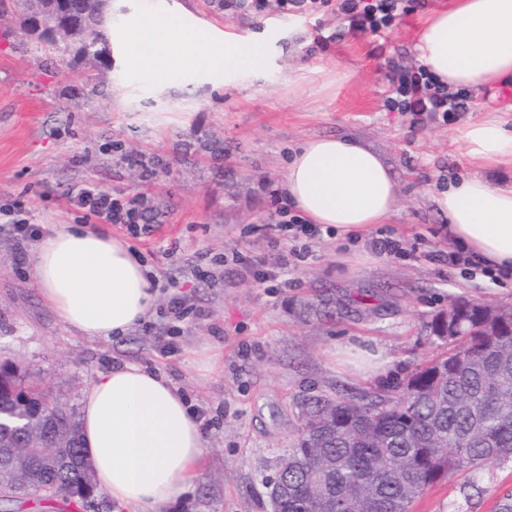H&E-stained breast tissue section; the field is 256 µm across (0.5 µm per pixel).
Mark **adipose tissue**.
Instances as JSON below:
<instances>
[{"instance_id":"1","label":"adipose tissue","mask_w":512,"mask_h":512,"mask_svg":"<svg viewBox=\"0 0 512 512\" xmlns=\"http://www.w3.org/2000/svg\"><path fill=\"white\" fill-rule=\"evenodd\" d=\"M125 67L149 72L159 85L188 72L247 74L266 60L263 46L217 40L178 16L145 11L115 31ZM421 62L448 86L482 88L512 78V0H457L435 13L416 44ZM463 156L481 165L434 201L462 251L492 273H512V184L487 173L512 169V130L497 118L457 129ZM285 191L309 223L348 236L386 223L396 182L374 150L344 137L305 142L288 165ZM44 300L79 333L117 337L141 324L155 306L151 269L122 241L82 224L53 230L32 252ZM336 353L347 373L382 375L384 349L344 341ZM82 445L98 486L120 507L171 512L195 490L205 448L201 422L164 374L134 363L100 371L82 394Z\"/></svg>"}]
</instances>
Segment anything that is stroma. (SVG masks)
Segmentation results:
<instances>
[{
    "label": "stroma",
    "instance_id": "1",
    "mask_svg": "<svg viewBox=\"0 0 512 512\" xmlns=\"http://www.w3.org/2000/svg\"><path fill=\"white\" fill-rule=\"evenodd\" d=\"M453 3L428 0L382 41H336L339 21L324 10L229 18L216 0H112L116 27L139 9L173 8L215 36L268 50L259 72L178 76L162 89L146 75L131 80L120 61L106 68L50 46L28 30L14 0H0V362L19 364L52 399L76 409L98 372L126 362L181 387L208 424L197 489L177 512H269L265 480L297 439L299 402L375 384L342 370L338 341L380 345L394 375L447 352L431 325L449 297L512 308V276L449 264L455 245L433 201L437 188L478 170L451 142L476 112L416 124L383 107L385 58L416 60L419 32ZM321 35L327 45L318 44ZM303 71L307 81L289 85ZM324 136L381 154L397 202L387 223L358 240L326 234L295 256L261 226L285 201L295 151ZM89 183L135 201L155 232L133 236L71 203ZM12 216L46 233L84 224L123 239L153 270V313L113 339L67 327L43 299L32 244L17 245L6 227ZM381 235L401 240L402 254L374 253L368 242ZM167 249L177 262L165 259ZM236 252L283 254L287 265L263 281L233 263ZM510 495L512 459L442 478L412 512H496Z\"/></svg>",
    "mask_w": 512,
    "mask_h": 512
}]
</instances>
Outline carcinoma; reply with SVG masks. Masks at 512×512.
<instances>
[{"instance_id":"cac0c4a2","label":"carcinoma","mask_w":512,"mask_h":512,"mask_svg":"<svg viewBox=\"0 0 512 512\" xmlns=\"http://www.w3.org/2000/svg\"><path fill=\"white\" fill-rule=\"evenodd\" d=\"M89 59L112 58L106 27L94 34ZM464 329L446 336L448 353L361 392L314 395L298 413L299 437L288 456L286 512H409L438 480L476 471L512 457V309L498 313L499 327L473 315ZM0 446L28 457V487L35 507L80 501L47 492L60 480L81 481V470L47 467L40 455L45 424L36 407L48 403L59 416L51 443L68 458L84 457L75 412L3 363Z\"/></svg>"}]
</instances>
